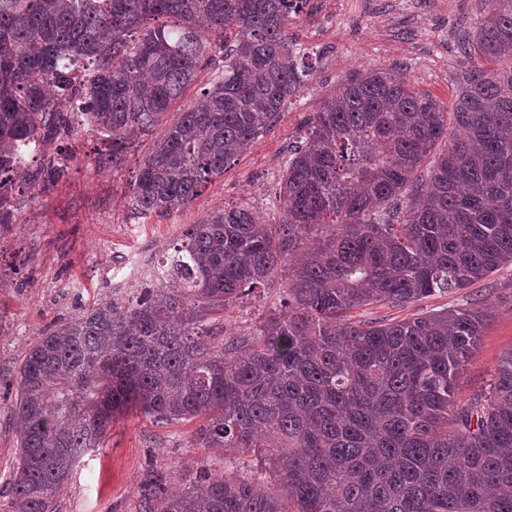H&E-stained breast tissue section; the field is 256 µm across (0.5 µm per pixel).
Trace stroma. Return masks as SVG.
I'll return each mask as SVG.
<instances>
[{
    "label": "stroma",
    "instance_id": "obj_1",
    "mask_svg": "<svg viewBox=\"0 0 512 512\" xmlns=\"http://www.w3.org/2000/svg\"><path fill=\"white\" fill-rule=\"evenodd\" d=\"M477 0H307L288 25V36L310 53L314 69L297 97L285 103L274 126L223 176L183 211L158 216L135 211L129 184L154 146L136 141L120 164L104 162L109 144L81 129L60 140L68 157L66 179L19 197L11 224L0 226V512H9L6 490L18 456L9 418L19 368L38 336L93 303L121 298L141 287L140 258L162 262L187 225L217 209L246 208L275 222L279 181L288 149L304 131L319 100L348 73L372 67H406L417 90L452 107L461 55L458 42L475 25ZM221 53L203 64L196 79L164 117L176 123L218 81ZM288 273L265 284L224 312V333H253L268 307L278 304ZM492 307L476 350L464 364L455 399L486 391L500 357L512 349V265H502L469 288L438 292L405 306L375 304L353 309L354 321H398L424 313ZM199 421L158 424L136 412L113 423L103 445L75 466L57 501V512H140L138 486L147 469L179 479L186 464L205 451Z\"/></svg>",
    "mask_w": 512,
    "mask_h": 512
}]
</instances>
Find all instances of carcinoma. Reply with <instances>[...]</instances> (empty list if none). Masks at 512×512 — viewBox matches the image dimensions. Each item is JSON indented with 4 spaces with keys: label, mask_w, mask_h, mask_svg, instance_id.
<instances>
[{
    "label": "carcinoma",
    "mask_w": 512,
    "mask_h": 512,
    "mask_svg": "<svg viewBox=\"0 0 512 512\" xmlns=\"http://www.w3.org/2000/svg\"><path fill=\"white\" fill-rule=\"evenodd\" d=\"M306 2L0 0V224L16 189L50 187L68 168L49 156L32 171L26 157L78 125L119 163L216 46L223 77L157 134L130 185L144 215L188 207L303 87L309 56L287 29ZM480 3L453 122L402 68L346 75L288 152L278 223L214 211L135 295L38 337L11 409V512H56L80 458L131 410L202 417V447L253 452L277 475L200 460L174 488L152 469L142 512H512V350L489 391L454 400L486 308L347 318L512 262V0ZM281 266L279 305L253 334L224 337L216 315Z\"/></svg>",
    "instance_id": "cac0c4a2"
}]
</instances>
